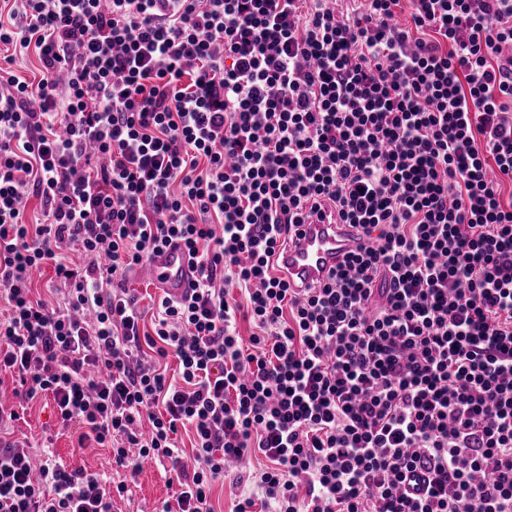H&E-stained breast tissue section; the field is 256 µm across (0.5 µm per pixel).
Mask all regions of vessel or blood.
<instances>
[{"label": "vessel or blood", "mask_w": 512, "mask_h": 512, "mask_svg": "<svg viewBox=\"0 0 512 512\" xmlns=\"http://www.w3.org/2000/svg\"><path fill=\"white\" fill-rule=\"evenodd\" d=\"M355 243L342 225L314 222L298 226L282 264L289 281L326 280ZM144 276L170 299H182L197 277L186 250L177 243L154 253L142 269Z\"/></svg>", "instance_id": "vessel-or-blood-1"}]
</instances>
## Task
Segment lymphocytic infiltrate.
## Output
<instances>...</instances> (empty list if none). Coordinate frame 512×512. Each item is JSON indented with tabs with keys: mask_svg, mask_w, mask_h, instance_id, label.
Here are the masks:
<instances>
[{
	"mask_svg": "<svg viewBox=\"0 0 512 512\" xmlns=\"http://www.w3.org/2000/svg\"><path fill=\"white\" fill-rule=\"evenodd\" d=\"M29 50L35 84L6 69ZM0 51V372L26 398L130 475L170 460L164 512H212L253 450L273 512H512V0H0ZM316 219L360 243L290 287ZM174 240L198 277L146 332L119 279ZM112 508L0 438V512ZM58 287L54 280V272L50 267H44L41 273H36L34 279V292L36 297L41 298L52 305L62 302L63 295L55 292L52 288Z\"/></svg>",
	"mask_w": 512,
	"mask_h": 512,
	"instance_id": "1",
	"label": "lymphocytic infiltrate"
}]
</instances>
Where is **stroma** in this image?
Here are the masks:
<instances>
[{
  "mask_svg": "<svg viewBox=\"0 0 512 512\" xmlns=\"http://www.w3.org/2000/svg\"><path fill=\"white\" fill-rule=\"evenodd\" d=\"M13 389L11 376L0 375V410L19 415L12 423L15 437L27 440L35 451L50 449L69 468L126 481L127 488L116 501L118 512H162L171 496L168 461L145 462L136 479L125 480L123 471L112 462L111 449L77 447L74 427L61 424L50 398L27 401L16 397Z\"/></svg>",
  "mask_w": 512,
  "mask_h": 512,
  "instance_id": "1",
  "label": "stroma"
}]
</instances>
